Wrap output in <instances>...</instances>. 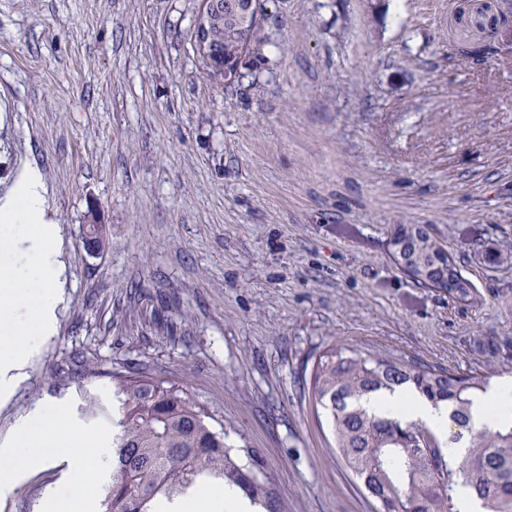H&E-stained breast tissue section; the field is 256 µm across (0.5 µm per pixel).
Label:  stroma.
<instances>
[{"instance_id": "1", "label": "stroma", "mask_w": 512, "mask_h": 512, "mask_svg": "<svg viewBox=\"0 0 512 512\" xmlns=\"http://www.w3.org/2000/svg\"><path fill=\"white\" fill-rule=\"evenodd\" d=\"M498 0H273L235 88L194 47L201 0H0V195L43 174L65 270L53 336L0 443L66 407L111 447L134 363L259 449L288 512H372L301 379L331 346L512 378V43ZM493 44L486 61L472 50ZM97 209L108 244L82 243ZM424 224L475 300L389 259ZM72 460L0 496L41 512Z\"/></svg>"}]
</instances>
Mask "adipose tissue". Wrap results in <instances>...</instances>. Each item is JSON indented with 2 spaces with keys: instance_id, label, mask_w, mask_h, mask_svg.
I'll list each match as a JSON object with an SVG mask.
<instances>
[{
  "instance_id": "obj_1",
  "label": "adipose tissue",
  "mask_w": 512,
  "mask_h": 512,
  "mask_svg": "<svg viewBox=\"0 0 512 512\" xmlns=\"http://www.w3.org/2000/svg\"><path fill=\"white\" fill-rule=\"evenodd\" d=\"M53 229L46 220V189L38 168L28 166L12 187L0 196V391L10 390L24 375L34 354L31 335H50L54 312L62 298V263L52 244ZM362 407L375 415H388L405 423L423 422L447 434L450 412L446 404H433L406 386L367 395ZM512 421V379H503L474 398L471 423L492 427ZM88 438L73 425L66 410L54 409L40 423L24 422L17 443L0 448V492L13 481L43 467L46 449L57 448L78 461L63 490L51 491L49 512H69L87 496L86 470L109 465L106 449L86 456ZM160 512H258L241 489L220 481L208 482L174 502L162 503Z\"/></svg>"
}]
</instances>
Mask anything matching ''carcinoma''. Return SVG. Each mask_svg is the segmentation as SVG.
<instances>
[{
	"mask_svg": "<svg viewBox=\"0 0 512 512\" xmlns=\"http://www.w3.org/2000/svg\"><path fill=\"white\" fill-rule=\"evenodd\" d=\"M241 22L223 8L209 26L211 49L224 58L241 83L245 59L265 39L263 23ZM424 231L409 256L417 266L432 264L435 243ZM448 294L473 296L474 285L448 257ZM118 402V430L112 437V484L104 512H155L160 499L174 500L205 479L239 487L265 512H288L264 472L257 448L224 443L211 415L182 386L143 369L108 374ZM409 386L433 403L451 407L455 429L448 444L466 441L467 453L454 463L423 423L403 424L370 415L359 400L379 390ZM488 376L460 373L378 350L330 348L315 362L310 380L313 403L328 416L336 452L376 512H457L456 488L470 487L485 512H512V424L470 426L472 397L485 392ZM247 463H242V460Z\"/></svg>",
	"mask_w": 512,
	"mask_h": 512,
	"instance_id": "carcinoma-1",
	"label": "carcinoma"
}]
</instances>
